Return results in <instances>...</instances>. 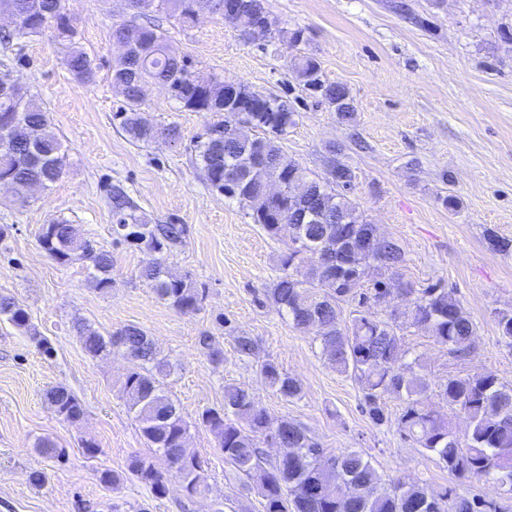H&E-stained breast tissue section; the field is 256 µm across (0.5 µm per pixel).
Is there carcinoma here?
<instances>
[{
    "label": "carcinoma",
    "mask_w": 512,
    "mask_h": 512,
    "mask_svg": "<svg viewBox=\"0 0 512 512\" xmlns=\"http://www.w3.org/2000/svg\"><path fill=\"white\" fill-rule=\"evenodd\" d=\"M143 21L112 27V35L130 47L112 63V83L121 89L124 105L113 115L133 143H145L161 135L179 138L175 125L157 128L141 112V87L157 84L166 89L179 107L191 112L217 114L196 145L201 170L208 184L224 197L250 210L253 223L272 237L292 225L297 202L289 192L294 182L309 185L306 222L298 225L279 255L278 273L267 299L288 315L294 329L316 331L321 353L342 374L351 375L364 392L363 411L376 425L395 421L400 432L434 457L452 478L490 479L512 492V386L491 372L450 375L437 393L439 402L463 415L466 428L455 430L448 417L428 403V383L406 361L403 331L425 328L434 342L457 355L470 353L476 323L448 289L433 284L414 288L399 281L404 262L400 245L389 239L388 258L377 261L348 239L367 223L349 197L354 174L343 164L321 177H310L283 152L281 139L297 125L288 100L274 94L259 100L254 112L224 107V78L204 76L191 69L185 58H174L167 32L153 19L164 14L183 29L197 22L209 0H126ZM240 20L255 22L281 33L278 21L264 0H236ZM0 13L14 20L13 30L0 31L9 43L16 36L38 37L51 29L68 44L63 64L85 84L95 81L98 63L76 45L78 29L63 0H0ZM296 78L302 88L320 99L350 124L356 109L349 89L322 78L320 63L311 56L295 59ZM247 123L258 135L237 137L233 128ZM63 145L52 129L49 113L29 93L23 82L9 93H0V186L11 189L21 201L34 187L49 189L66 172ZM280 185V195L265 197V188ZM113 233L149 252L153 258L139 270L143 283L183 315L201 310L203 292L187 277L169 273L164 255L180 238L175 224H151L136 207L125 187L114 184L107 195ZM39 245L53 260L65 264L84 261L91 265L99 290L112 287V254L85 237L81 225L55 220L42 226ZM385 304L380 316L373 307ZM0 316L30 337L43 352H50L46 338L32 325L27 307L12 295L0 294ZM498 337L512 347V310L495 317ZM83 348L93 357L119 355L130 363L123 391L151 448L149 455H133L126 470L98 471L105 486L119 487L134 479L156 499L168 493V477L176 478L188 499L206 490L203 472L207 461L186 446L189 424L165 394L164 380L176 365L158 357L155 342L142 328L127 325L103 335L90 324L76 323ZM235 349L243 357L256 353V340L235 337ZM260 375L286 400L302 398L301 383L274 360L260 364ZM404 401L395 418L386 412L384 399ZM44 399L62 420L75 423L83 416L78 399L64 386L46 390ZM197 423L214 436L224 463L243 475L260 497L263 512H505L497 502L461 496L447 486H430L402 478L383 479L363 455L354 449L328 454L302 425L283 419L275 424L267 409L246 387L224 386V404L205 408ZM282 432L288 450L270 460L261 442Z\"/></svg>",
    "instance_id": "obj_1"
}]
</instances>
